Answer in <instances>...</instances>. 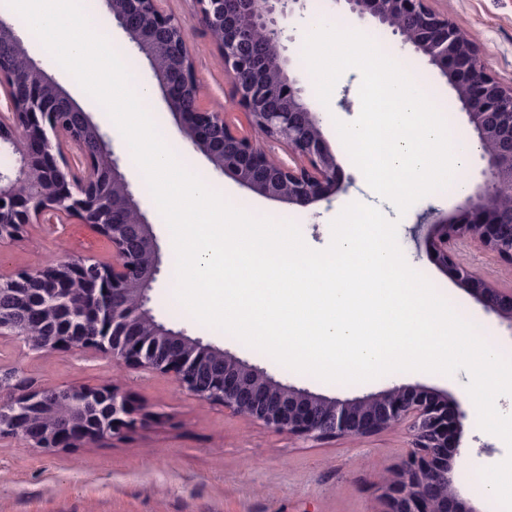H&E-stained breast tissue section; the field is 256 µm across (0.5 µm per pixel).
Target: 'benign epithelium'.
<instances>
[{
  "label": "benign epithelium",
  "instance_id": "1",
  "mask_svg": "<svg viewBox=\"0 0 512 512\" xmlns=\"http://www.w3.org/2000/svg\"><path fill=\"white\" fill-rule=\"evenodd\" d=\"M436 66L461 103L481 161L454 211L482 223L439 216L430 222L435 262L512 330V288L504 290L454 261L478 241L512 266V86L488 71L475 41L430 0H343ZM201 25L224 59L231 100L248 130L203 105L189 37L164 0H101V6L150 63L182 134L214 168L250 192L290 204L327 198L339 187V165L323 131L324 118L289 75L281 53L288 22L305 0H197ZM0 144L13 162L0 172V245L31 224L92 225L112 246V262L66 257L54 265L0 274V338L39 351H95L127 368L169 376L189 394L278 432L307 440L366 437L406 430L411 447L382 487L384 512H480L457 497L456 464L448 454L459 437L460 407L420 387H394L341 400L277 381L222 349L159 321L149 307L161 257L140 201L101 128L29 55L15 25L0 17ZM96 148L88 151L86 138ZM288 151L286 163L270 151ZM146 415L117 385H37L0 376V439L19 438L43 451L79 448L125 435Z\"/></svg>",
  "mask_w": 512,
  "mask_h": 512
}]
</instances>
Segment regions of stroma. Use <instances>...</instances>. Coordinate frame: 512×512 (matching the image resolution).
<instances>
[{"instance_id":"1","label":"stroma","mask_w":512,"mask_h":512,"mask_svg":"<svg viewBox=\"0 0 512 512\" xmlns=\"http://www.w3.org/2000/svg\"><path fill=\"white\" fill-rule=\"evenodd\" d=\"M434 9L476 41L490 73L512 86V0H432ZM166 10L187 32L207 108L228 113L238 126L246 120L232 103L224 62L202 29L196 0H166ZM105 34L121 49L134 68L137 81L151 91L148 107L163 134L177 144L187 163L207 178L212 189L229 202L256 215L294 221L305 243L322 250L331 241L330 222L349 203L375 205L397 221L399 246L411 268L425 276L435 289L458 307L500 354H512V330L474 299L453 271L444 270L427 250L425 231L416 230L417 217L427 208L450 212L451 197L435 192L416 202L405 214L379 198L352 162L334 126L335 120L353 121L360 112L359 71H345L329 103L332 120L324 134L341 169L342 188L329 199L296 205L257 196L232 179L215 172L206 155L194 150L183 137L169 111L145 56L120 29L104 18ZM371 33L378 28L371 18L351 14L342 0H309L304 15L291 20L284 42L292 60L291 74L306 90L313 81L302 58L306 35L320 25ZM30 55L88 112L103 123L101 106L91 101L75 78L19 27ZM389 53L403 56L425 71L446 101L450 120L464 136L472 129L452 87L440 71L399 37L387 35ZM117 154L129 151L122 135L111 134ZM126 173L153 226L161 252V273L151 293L150 306L157 319L173 329L186 330L267 372L278 381L316 394L352 399L395 386H417L450 393L466 412L459 452L463 459L456 483L460 498L503 512L483 490L482 468L503 461L508 452L497 436L481 430L466 390L469 376L426 372H397L360 383H327L292 371L265 353L233 336L198 322L174 298L171 273L175 253L169 229L160 215L135 162ZM108 262L112 248L94 227L78 221L67 224H33L23 240L0 248V271L49 266L66 258ZM457 263L470 267L498 284L512 286V267L500 262L475 242L460 248ZM0 369L49 385H120L145 407L148 420L138 432L103 439L80 448L45 452L15 438L0 440V512H381V490L405 458L409 437L387 431L365 438L303 440L276 432L245 417L226 412L222 405L191 396L168 376L114 365L110 358L92 352L35 353L22 342L0 340Z\"/></svg>"}]
</instances>
